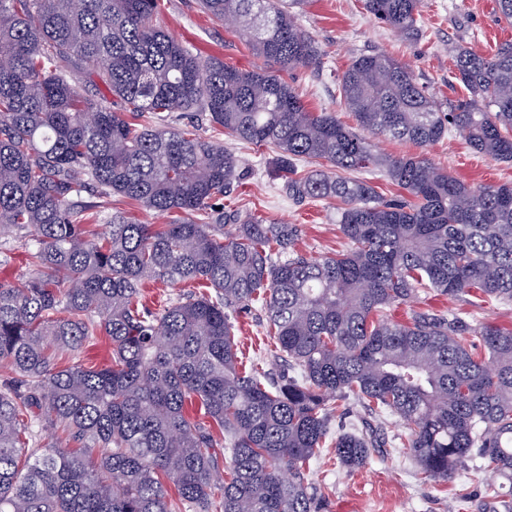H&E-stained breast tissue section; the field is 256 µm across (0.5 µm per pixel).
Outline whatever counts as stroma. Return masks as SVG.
<instances>
[{"mask_svg":"<svg viewBox=\"0 0 512 512\" xmlns=\"http://www.w3.org/2000/svg\"><path fill=\"white\" fill-rule=\"evenodd\" d=\"M293 14L323 57L319 66L287 73L288 83L302 93L310 111L338 113L349 125L354 119L340 106L337 78L355 56L382 52L408 64L417 82L434 99L445 103L466 95L452 74L449 47L461 44L488 55L499 43L512 41V26L500 20L496 0H423L422 35L415 39L400 38L378 23L365 10L363 0H303ZM162 20L171 35L202 55L218 56L243 70L264 64L230 26L203 13L199 0H164ZM200 134L223 143L242 160L241 179L224 199L225 212L299 225L297 249L312 258L345 248L346 241L333 220L335 202L291 200L281 181L270 174L271 150L243 144L207 125L201 127ZM427 155L438 167L475 188L512 182V163L494 162L476 154L452 133L428 147ZM415 312L453 313L476 323L512 326V305L432 292L393 307L390 318L406 323ZM235 326L244 357L255 356L272 342L259 307L236 313ZM416 470L413 460L393 448L354 472L337 468L331 455H322L310 473L311 480L324 488L318 512H490L487 483L473 470L460 471L449 482L427 484L420 482Z\"/></svg>","mask_w":512,"mask_h":512,"instance_id":"obj_1","label":"stroma"}]
</instances>
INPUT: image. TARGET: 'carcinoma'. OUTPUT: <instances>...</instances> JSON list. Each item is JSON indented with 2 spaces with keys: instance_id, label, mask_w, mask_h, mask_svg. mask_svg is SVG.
<instances>
[{
  "instance_id": "carcinoma-1",
  "label": "carcinoma",
  "mask_w": 512,
  "mask_h": 512,
  "mask_svg": "<svg viewBox=\"0 0 512 512\" xmlns=\"http://www.w3.org/2000/svg\"><path fill=\"white\" fill-rule=\"evenodd\" d=\"M162 2L0 0V233L22 234L35 271L0 284V512H316L312 463L330 448L340 468L364 467L385 447L373 422L386 412L421 479L448 482L475 457L476 473L512 481V327L389 320L425 291L512 302V184L474 189L423 152L373 143L425 149L453 131L512 162V42L454 47L468 97L446 107L404 63L355 57L340 104L363 136L281 78L321 60L288 0H200L272 71L198 55L164 29ZM420 4L364 0L404 38L419 35ZM175 112L275 146L288 196L336 201L348 247L312 260L295 251L298 225L220 211L240 159L169 127ZM307 159L329 169H299ZM338 170L382 171L403 195ZM115 196L170 220L111 214ZM150 281L207 292L157 313L140 303ZM252 305L294 374L242 366L232 315ZM96 336L112 345L103 368L80 361ZM347 400L369 421L334 431Z\"/></svg>"
}]
</instances>
